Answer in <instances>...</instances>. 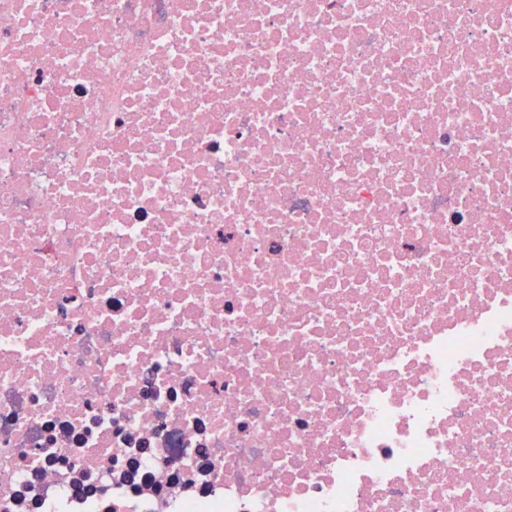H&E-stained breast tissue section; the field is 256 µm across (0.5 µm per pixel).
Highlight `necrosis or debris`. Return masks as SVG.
Wrapping results in <instances>:
<instances>
[{
	"instance_id": "4bbe7bcc",
	"label": "necrosis or debris",
	"mask_w": 512,
	"mask_h": 512,
	"mask_svg": "<svg viewBox=\"0 0 512 512\" xmlns=\"http://www.w3.org/2000/svg\"><path fill=\"white\" fill-rule=\"evenodd\" d=\"M0 512H512V0H0Z\"/></svg>"
}]
</instances>
